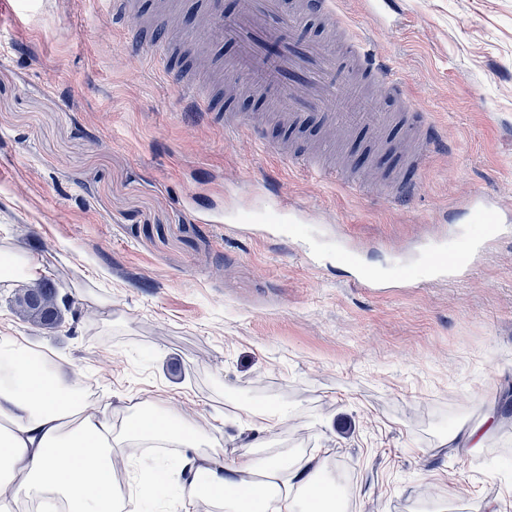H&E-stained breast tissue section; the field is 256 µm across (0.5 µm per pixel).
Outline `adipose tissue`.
Here are the masks:
<instances>
[{"label":"adipose tissue","instance_id":"adipose-tissue-1","mask_svg":"<svg viewBox=\"0 0 512 512\" xmlns=\"http://www.w3.org/2000/svg\"><path fill=\"white\" fill-rule=\"evenodd\" d=\"M130 441L182 449L192 478L180 497L204 512H326L336 497L318 457L228 464L182 415L157 407L138 408L115 429L104 410L88 407L71 363L34 355L17 338L0 340V512L23 498L62 503L64 512H158L165 460L138 470L136 492L117 489L118 449ZM63 448L72 453L67 468L58 463Z\"/></svg>","mask_w":512,"mask_h":512}]
</instances>
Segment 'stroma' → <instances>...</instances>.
Here are the masks:
<instances>
[{
    "label": "stroma",
    "instance_id": "1",
    "mask_svg": "<svg viewBox=\"0 0 512 512\" xmlns=\"http://www.w3.org/2000/svg\"><path fill=\"white\" fill-rule=\"evenodd\" d=\"M400 5L389 30L364 0L341 9L448 135L403 205L271 154L288 137L311 143L317 119L270 126L263 145L226 135L114 40L100 0H0V248L39 265L81 313L43 328L17 316L5 285L0 336L74 364L113 418L134 403L184 414L226 462L318 454L347 512H490L504 500L512 512V419L477 453L448 448L512 387V238L464 280L384 294L331 257L343 236L381 269L472 192L512 204V0ZM404 138L382 152L327 135L373 180ZM265 180L318 218V266L302 254L303 225L241 230ZM207 212L222 223H203ZM252 407L288 414L240 428Z\"/></svg>",
    "mask_w": 512,
    "mask_h": 512
}]
</instances>
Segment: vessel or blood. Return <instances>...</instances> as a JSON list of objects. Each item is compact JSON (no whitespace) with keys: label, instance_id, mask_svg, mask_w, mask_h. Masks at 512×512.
<instances>
[{"label":"vessel or blood","instance_id":"b4317fda","mask_svg":"<svg viewBox=\"0 0 512 512\" xmlns=\"http://www.w3.org/2000/svg\"><path fill=\"white\" fill-rule=\"evenodd\" d=\"M105 2L112 28L123 34L126 45L149 50L153 64L167 66L175 48L166 41L164 17L132 28L128 19L137 9V0ZM339 4L340 0H236L228 13L224 0H206L199 29L212 43L234 46V54L224 62L225 69L246 77L242 93L261 96L268 104L264 112L225 111L224 128L256 139L269 113H280L293 126L303 125L314 115L322 126L363 131L380 142L390 126L407 121L417 135L418 147L404 160V173L384 177L377 191L394 199H412L419 187L417 172L432 155L446 151L447 141L439 124L413 107L405 86L383 64L371 42L346 23ZM312 15L330 24L325 39L304 37ZM179 84L200 112H210L208 91L193 72L182 73ZM371 85L387 89L399 103V111H362L365 90ZM288 156L320 179L346 182L354 191L362 187L361 180L347 179L342 171L320 164L302 150H289ZM464 207L481 222L480 233L464 239L447 227L438 228L420 244L419 262L406 263L404 272L388 277L369 272L360 264L357 249L347 243L338 247L335 258L349 267L354 284L373 293L395 283L464 279L491 244L512 235V226L499 221L494 195L474 193Z\"/></svg>","mask_w":512,"mask_h":512}]
</instances>
